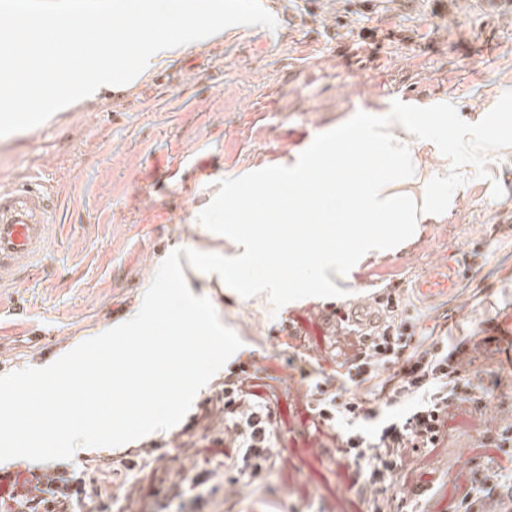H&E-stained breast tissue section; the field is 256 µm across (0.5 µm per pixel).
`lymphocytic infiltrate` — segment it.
<instances>
[{
	"label": "lymphocytic infiltrate",
	"instance_id": "1",
	"mask_svg": "<svg viewBox=\"0 0 512 512\" xmlns=\"http://www.w3.org/2000/svg\"><path fill=\"white\" fill-rule=\"evenodd\" d=\"M397 302L377 311L378 324L370 332L337 330L336 345L347 371L343 384H355L379 376L393 364L397 373L388 379L382 410L365 407L363 401L317 388L299 400L311 413L316 431L330 440L340 466L356 465L353 474L358 499H372L373 512H387V496L395 471L410 452L435 448L448 436V424L463 404L479 408L480 398L458 394L464 360L459 348L438 336L426 344H413L415 319L399 318ZM253 375L229 374L224 386L204 409L205 419L224 423V435L216 439L229 473L258 477L281 458L272 414L266 400L254 392ZM23 482H11L0 491V512H104L101 486L75 484L73 475L60 472L58 463L33 465Z\"/></svg>",
	"mask_w": 512,
	"mask_h": 512
}]
</instances>
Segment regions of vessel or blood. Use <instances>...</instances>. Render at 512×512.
Listing matches in <instances>:
<instances>
[{"mask_svg":"<svg viewBox=\"0 0 512 512\" xmlns=\"http://www.w3.org/2000/svg\"><path fill=\"white\" fill-rule=\"evenodd\" d=\"M58 202L40 179L0 184V276L33 278L57 231ZM460 264L453 257L417 275L411 286L417 298L432 303L447 297L456 285Z\"/></svg>","mask_w":512,"mask_h":512,"instance_id":"b4317fda","label":"vessel or blood"}]
</instances>
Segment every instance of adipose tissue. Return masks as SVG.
Instances as JSON below:
<instances>
[{"label": "adipose tissue", "mask_w": 512, "mask_h": 512, "mask_svg": "<svg viewBox=\"0 0 512 512\" xmlns=\"http://www.w3.org/2000/svg\"><path fill=\"white\" fill-rule=\"evenodd\" d=\"M479 158L512 159V116L495 120L480 112L462 125L444 103L393 109L380 120L350 125L348 137L321 138L290 152L287 163L243 172L225 188L223 208L197 211L199 227L216 244L205 249L207 263L196 279L183 277L179 256L161 264L177 278L190 319L220 351L224 325L203 294L210 283L276 295L295 269L313 262L320 274L310 287H330L336 267L350 270L362 261L348 241L385 253L417 239L421 225L445 223L462 205ZM247 198L264 200L268 213L244 218ZM306 223L314 232L299 234L298 225ZM275 245L288 252L289 266L273 264L262 276H248L254 259Z\"/></svg>", "instance_id": "1"}]
</instances>
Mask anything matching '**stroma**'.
Listing matches in <instances>:
<instances>
[{"instance_id": "1", "label": "stroma", "mask_w": 512, "mask_h": 512, "mask_svg": "<svg viewBox=\"0 0 512 512\" xmlns=\"http://www.w3.org/2000/svg\"><path fill=\"white\" fill-rule=\"evenodd\" d=\"M512 105V8L487 16L478 0H426L403 9L383 0L365 13L349 0H321L307 27L241 26L177 53L132 87L105 89L32 129L0 137V182L38 177L55 191L59 229L44 270L0 289L9 310L0 331V376L53 363L72 342L124 322L152 283L149 268L177 246L204 249L193 226L201 206L223 196L242 171L275 163L344 122L428 97L458 118L493 92ZM512 160L478 162L467 201L447 223L424 225L414 244L333 275L332 287L307 288V270L276 299L212 286L207 297L241 348L198 392L188 416L121 447L78 449L70 466L100 478L94 460L123 458L156 469L155 481L130 471L147 512H341L353 498L333 451L317 447L313 420L296 408L295 390L339 386L343 355L329 324L339 309L382 293L395 295L424 331L448 332L469 360L461 373L485 414L512 419V367L501 332L512 329ZM448 253L469 265L449 304L420 303L411 277ZM275 376L268 402L281 444V465L226 487L224 459L209 453L221 427L202 430L201 415L225 375L238 367ZM478 433L457 420L447 442L423 453L427 497L393 479L390 496L417 512H458L451 479L481 484L506 465L476 448ZM206 485L188 481L171 498L168 475L187 455Z\"/></svg>"}]
</instances>
